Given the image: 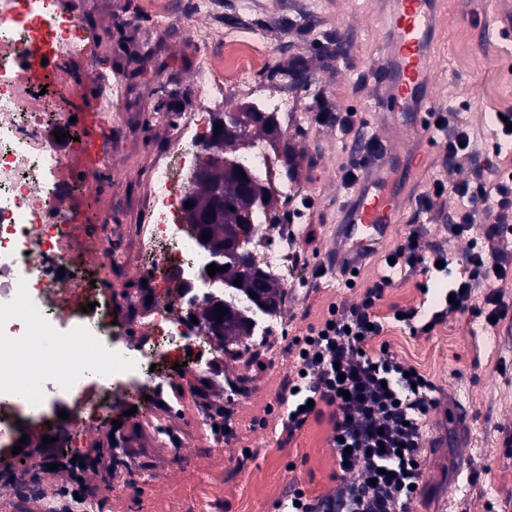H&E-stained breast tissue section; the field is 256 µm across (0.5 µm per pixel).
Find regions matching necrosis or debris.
<instances>
[{"instance_id": "obj_1", "label": "necrosis or debris", "mask_w": 512, "mask_h": 512, "mask_svg": "<svg viewBox=\"0 0 512 512\" xmlns=\"http://www.w3.org/2000/svg\"><path fill=\"white\" fill-rule=\"evenodd\" d=\"M50 40L86 61L91 78L106 90L103 111L121 112L126 94L123 78L90 50L95 36L81 14L61 0H30L19 15L14 0H0V446H12L20 423L44 418L51 409L68 415L63 447H78L99 416L146 394L147 412L130 418L126 433L147 430L180 447L168 421L186 412L223 447L216 429L222 415L205 397H185L160 368L179 359L186 363L185 377L211 381L224 361L220 339L205 323L191 321L211 298L223 296L224 284L202 278L211 257L185 213L197 143L224 101V84L212 64L195 66L191 92L197 107L181 113L154 154L147 188L138 197V223L115 224L101 215L88 241L103 281L95 287L71 241L78 191L65 176L67 156L54 145L55 134L66 127L60 114L44 109L21 65ZM245 154L273 196H296L279 174L270 143L248 141ZM250 249L282 282L301 276L294 226L281 225L273 242L255 237ZM162 279L170 290L160 299L155 284ZM21 368L40 382L23 402L17 399ZM51 462L41 456L35 466L4 471L0 484L36 498L39 512H105L95 498L66 500L47 485Z\"/></svg>"}]
</instances>
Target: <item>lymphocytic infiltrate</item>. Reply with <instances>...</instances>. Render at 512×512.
I'll list each match as a JSON object with an SVG mask.
<instances>
[{"label": "lymphocytic infiltrate", "mask_w": 512, "mask_h": 512, "mask_svg": "<svg viewBox=\"0 0 512 512\" xmlns=\"http://www.w3.org/2000/svg\"><path fill=\"white\" fill-rule=\"evenodd\" d=\"M454 193L468 203L467 210L452 219L455 234L468 232L492 198L497 207L486 218V240L512 234V168L495 187L478 176L456 183ZM393 257L395 268L412 271L426 261L443 260L444 254L430 250L422 227L415 224ZM511 265L493 247L468 253L466 273L450 288V300L426 315L405 309L402 323L420 335L425 326L465 313L480 278L490 283L482 299L488 316L505 319L511 308L500 285ZM390 283L389 275L380 276L359 303L331 306L319 325L294 339L298 375L278 397L287 407L283 427L291 434L310 419L328 418L329 445L341 465L343 485L336 497L318 506L308 502L303 491H294L280 504V512H408L410 502L423 491L420 461L426 436L421 419L437 406L436 387L388 350L375 357L364 351L367 340L384 331L376 306Z\"/></svg>", "instance_id": "f902f5d3"}]
</instances>
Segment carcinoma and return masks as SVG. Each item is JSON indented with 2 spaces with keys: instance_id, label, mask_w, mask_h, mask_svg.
Listing matches in <instances>:
<instances>
[{
  "instance_id": "cac0c4a2",
  "label": "carcinoma",
  "mask_w": 512,
  "mask_h": 512,
  "mask_svg": "<svg viewBox=\"0 0 512 512\" xmlns=\"http://www.w3.org/2000/svg\"><path fill=\"white\" fill-rule=\"evenodd\" d=\"M307 67L300 59L280 67L276 73L292 79L295 83L308 79ZM257 124L272 136L271 143L278 145L282 132L275 120L266 112L249 106L244 112L226 113L213 118V127L201 150L207 153L196 175L195 188L187 201L189 223L197 233H209L204 243L218 267L226 270L215 273V278L224 282V287L245 304L254 309L273 314L278 311L280 285L256 262L248 249V243L256 234L261 219L276 223L272 216L273 202L263 182L238 156L224 155V147L234 145L241 150L244 135ZM228 125L235 130L231 135L215 136L216 126ZM244 176H239V172ZM240 285H235V281ZM256 297H251L250 293ZM226 308L225 315L218 316L216 305ZM210 330L229 346L241 336L253 335L251 320L237 303L226 298L215 299L203 311Z\"/></svg>"
}]
</instances>
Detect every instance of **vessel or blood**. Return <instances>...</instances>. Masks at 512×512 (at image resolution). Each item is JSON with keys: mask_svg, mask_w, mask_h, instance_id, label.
Instances as JSON below:
<instances>
[{"mask_svg": "<svg viewBox=\"0 0 512 512\" xmlns=\"http://www.w3.org/2000/svg\"><path fill=\"white\" fill-rule=\"evenodd\" d=\"M434 0H395L386 18L390 41L380 49L383 63L377 75L389 91L380 100L384 112H411L415 115L413 133L420 134L436 111L435 101L423 100L420 92L432 79L430 30L433 26ZM64 59L62 48L45 49L41 56L26 64L32 79L48 80L57 74ZM103 118L98 112L84 115L87 135L80 141L77 152L86 170L99 172L103 143L98 130ZM397 150L385 149L383 155L366 157L365 177L353 187L336 232L335 274L342 280H352L357 257L365 250L379 246L394 227L399 197L393 188L391 175Z\"/></svg>", "mask_w": 512, "mask_h": 512, "instance_id": "1", "label": "vessel or blood"}]
</instances>
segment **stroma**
Here are the masks:
<instances>
[{"label": "stroma", "mask_w": 512, "mask_h": 512, "mask_svg": "<svg viewBox=\"0 0 512 512\" xmlns=\"http://www.w3.org/2000/svg\"><path fill=\"white\" fill-rule=\"evenodd\" d=\"M92 23L98 35L100 57L128 83L129 116L124 126L106 120L99 130L112 165L102 168L77 199L78 206L94 202L97 213H111L114 221L133 224L138 219L137 195L148 182V162L165 132L156 114L168 116L187 111L193 100L188 90L191 72L200 53L223 56L224 43L242 36L255 37L266 60L253 80L270 97L283 95L302 100L306 118L289 125L282 136L288 145L286 168L300 196L277 203L280 223L300 227L298 248L305 256L303 277L286 288L279 305L286 331L279 361L269 360L256 337H240V345L254 353L252 361L225 358L224 379L219 383L192 382L194 392L224 409L233 429L222 449H208L189 420H178L184 435L179 454L154 446L148 439L130 437L122 457L111 468L88 467L80 480L61 470L65 489L80 486L83 494L120 506V512H164L169 502L188 497L198 483L211 478L224 486L218 512H277L276 505L290 491L303 490L311 500L336 494V457L327 437V422H308L287 434L280 421L284 413L276 394L294 372V337L305 335L319 323L330 304L359 301L365 288L384 270V259L403 240L410 225L421 224L427 241L447 253V272L421 271L394 275L377 307L385 320L381 336L365 346L369 355L388 349L436 386L439 405L425 419L428 440L423 457V495L409 512H512V447L504 439L512 432V313L494 330H487L483 315L468 311L437 325L431 335H415L392 320L393 307H433L461 269L472 245L483 244L485 228L474 224L468 236L453 233L449 218L464 203L453 192L455 182L482 173L493 182V167L512 163V140L499 136L496 113L489 101L495 94L512 99V39L499 37L496 22L512 15V0H437L433 41L434 76L426 96L440 112L459 113L474 135L473 154L461 168H449L446 132L426 129L422 139H395L394 128L414 121L412 113L389 116L378 108L386 89L375 76L381 64L378 50L389 32L381 17L389 0H219L218 12L195 14L193 0H168L174 18L157 39V53L149 62H138L135 53L150 30L151 16L139 11V0H72ZM133 14L137 26L122 24ZM343 43L345 52L326 60V42ZM468 63L458 66V53ZM308 65L307 85L283 84L271 71L295 57ZM70 93L61 103L70 118L73 136H85L84 113L95 111L99 85L87 77L83 60L70 59L62 75ZM355 115V128L344 135L336 125H317L314 117L320 100ZM376 137L394 149L415 156L414 172L399 169L395 184L400 194L396 228L390 239L362 261L356 287H344L330 276L314 277L336 241V226L350 200L339 167L346 161L354 140ZM127 180L125 199H118L111 170ZM442 188L435 209L423 213L422 195ZM251 449L252 460L239 464L242 449ZM149 470L153 479L140 486L116 491L111 474L123 469Z\"/></svg>", "instance_id": "35a3bbf8"}]
</instances>
